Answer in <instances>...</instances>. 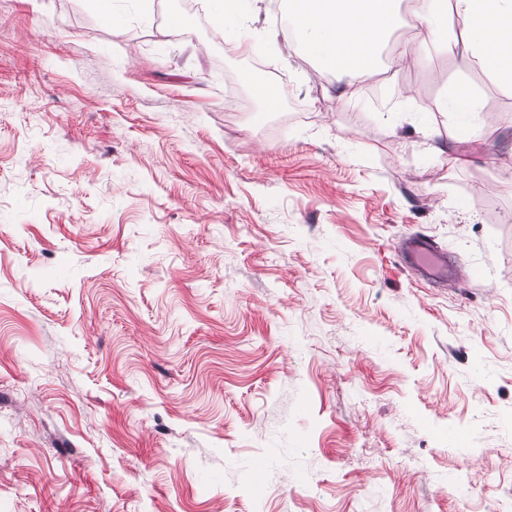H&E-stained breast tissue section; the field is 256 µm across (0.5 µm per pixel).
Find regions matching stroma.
<instances>
[{
  "instance_id": "35a3bbf8",
  "label": "stroma",
  "mask_w": 512,
  "mask_h": 512,
  "mask_svg": "<svg viewBox=\"0 0 512 512\" xmlns=\"http://www.w3.org/2000/svg\"><path fill=\"white\" fill-rule=\"evenodd\" d=\"M41 2L0 0V512H512V86L341 101L279 0L242 61L207 0ZM461 84L478 129L407 121ZM407 255L423 276L447 279L448 273L456 275L458 272L456 266L448 264V258L445 255L434 250L426 241H412L407 248Z\"/></svg>"
}]
</instances>
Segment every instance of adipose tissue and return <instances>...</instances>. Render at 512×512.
Wrapping results in <instances>:
<instances>
[{"instance_id": "obj_1", "label": "adipose tissue", "mask_w": 512, "mask_h": 512, "mask_svg": "<svg viewBox=\"0 0 512 512\" xmlns=\"http://www.w3.org/2000/svg\"><path fill=\"white\" fill-rule=\"evenodd\" d=\"M248 0H210L226 42L247 49L241 34ZM401 0H288V22L265 33L268 44L293 42L335 78L338 97L358 96L382 69L408 65L430 52L465 51L471 63L512 85V0H415L411 37L389 47Z\"/></svg>"}]
</instances>
